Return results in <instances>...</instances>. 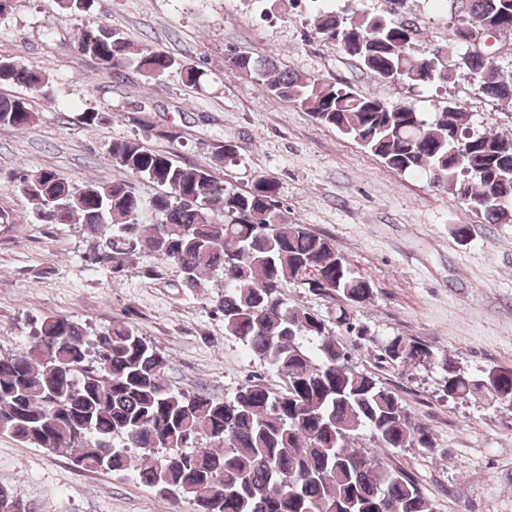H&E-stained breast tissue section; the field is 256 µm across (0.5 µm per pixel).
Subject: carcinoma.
I'll return each mask as SVG.
<instances>
[{"instance_id":"1","label":"carcinoma","mask_w":512,"mask_h":512,"mask_svg":"<svg viewBox=\"0 0 512 512\" xmlns=\"http://www.w3.org/2000/svg\"><path fill=\"white\" fill-rule=\"evenodd\" d=\"M454 43L417 55L413 25L392 13L349 22L334 11L315 16L317 33L375 76L413 86L477 75L479 89L512 99V81L494 59L475 51L474 34L512 26V0H450ZM76 50L119 76L134 64L159 80L174 68L199 84L202 72L166 51L135 53L123 33L86 22ZM239 73L266 78L277 98L356 141L400 173L423 170L432 183L492 224H512V138L475 133L468 115L448 108L429 121L407 103L386 104L347 85L327 83L278 65L270 55L229 59ZM27 93L0 96V126L25 129L37 117L41 73L20 59L0 58V85ZM112 164L161 188L145 197L131 180L81 186L54 169L11 175L38 224H83L96 235L93 268L123 270L145 257L170 267L191 290L209 278L222 289L215 311L225 331L283 380L241 386L224 401L170 387V360L127 323L97 333L63 316H44L31 344L0 355V433L89 471L134 469L141 482L194 512H434L415 480L358 444L432 448L430 428L351 352L317 314L288 301L305 288L342 302L336 324L358 339L348 309L372 301L371 282L334 241L283 213L276 180L261 176L237 191L209 168L175 159L138 138L109 147ZM377 358L395 366L435 361L451 400L473 396L491 407L512 402V370L470 375L411 336L377 344ZM0 512H26L0 486Z\"/></svg>"}]
</instances>
